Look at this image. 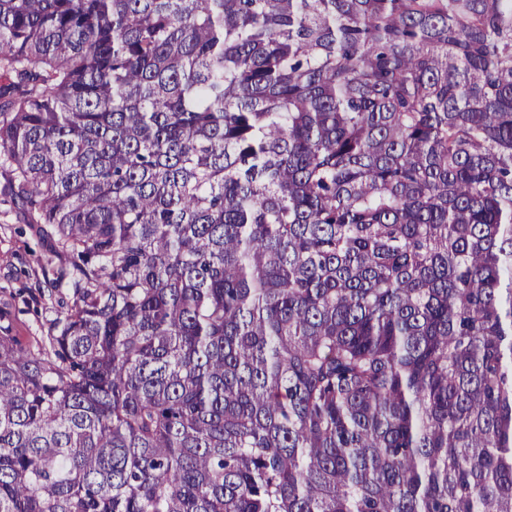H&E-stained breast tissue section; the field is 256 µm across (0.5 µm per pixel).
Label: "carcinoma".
<instances>
[{
    "mask_svg": "<svg viewBox=\"0 0 512 512\" xmlns=\"http://www.w3.org/2000/svg\"><path fill=\"white\" fill-rule=\"evenodd\" d=\"M0 512H512V0H0ZM46 247L22 211L0 196V311L18 336L33 343L46 335L66 301L64 293H52L44 283ZM3 317L0 325L7 323Z\"/></svg>",
    "mask_w": 512,
    "mask_h": 512,
    "instance_id": "cac0c4a2",
    "label": "carcinoma"
}]
</instances>
